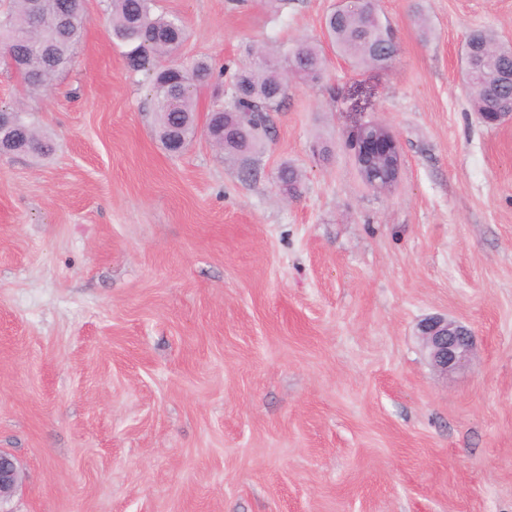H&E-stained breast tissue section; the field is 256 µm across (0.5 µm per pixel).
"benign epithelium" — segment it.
I'll return each instance as SVG.
<instances>
[{
    "mask_svg": "<svg viewBox=\"0 0 512 512\" xmlns=\"http://www.w3.org/2000/svg\"><path fill=\"white\" fill-rule=\"evenodd\" d=\"M346 144L357 169L367 176V184L376 189L396 184L403 167L397 133L383 122L355 125ZM423 348L431 366L446 376L464 366L474 351L472 331L442 316H432L419 326ZM20 482V468L6 452H0V501L9 497Z\"/></svg>",
    "mask_w": 512,
    "mask_h": 512,
    "instance_id": "7a95c632",
    "label": "benign epithelium"
}]
</instances>
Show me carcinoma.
<instances>
[{
    "instance_id": "obj_1",
    "label": "carcinoma",
    "mask_w": 512,
    "mask_h": 512,
    "mask_svg": "<svg viewBox=\"0 0 512 512\" xmlns=\"http://www.w3.org/2000/svg\"><path fill=\"white\" fill-rule=\"evenodd\" d=\"M107 21L114 38L130 48V64L151 74L154 128L169 149L172 135L190 143L198 127L197 94L212 84L207 61L195 59L180 67L181 81L157 67L155 58L173 50L171 40L186 39L180 19L158 12L157 0H106ZM88 18L83 0H0V57L8 66L23 58L15 69L31 90L53 85L57 75L71 66ZM329 45L357 66H382L394 56L376 4L349 0L341 13L330 11L324 19ZM468 41L489 52L486 59L464 75L473 109L493 110V98L508 96L509 86L497 83V74L512 69V46L500 43L488 29H475ZM248 62L236 67L224 85V95H214L206 118L211 141L228 156L252 153L266 132L269 113L278 110L288 92V74L305 84H317L326 70L325 49L319 43L301 41L284 52V60L264 49L248 52ZM9 128L0 137L5 154L48 156L55 150L49 137L39 133L21 108H0ZM278 180L287 193L297 191L301 174L291 166L279 170Z\"/></svg>"
}]
</instances>
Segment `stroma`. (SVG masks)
Listing matches in <instances>:
<instances>
[{"label": "stroma", "instance_id": "stroma-1", "mask_svg": "<svg viewBox=\"0 0 512 512\" xmlns=\"http://www.w3.org/2000/svg\"><path fill=\"white\" fill-rule=\"evenodd\" d=\"M336 2L159 6L188 31L172 62L219 72L324 42ZM377 8L392 63L326 49L246 165L202 134L164 150L102 0L50 90L0 63V107L55 143L0 155V450L22 470L0 512H512V122L481 123L460 73L470 31L512 45V0ZM361 120L399 137L391 189L344 146ZM432 315L475 337L446 378Z\"/></svg>", "mask_w": 512, "mask_h": 512}]
</instances>
